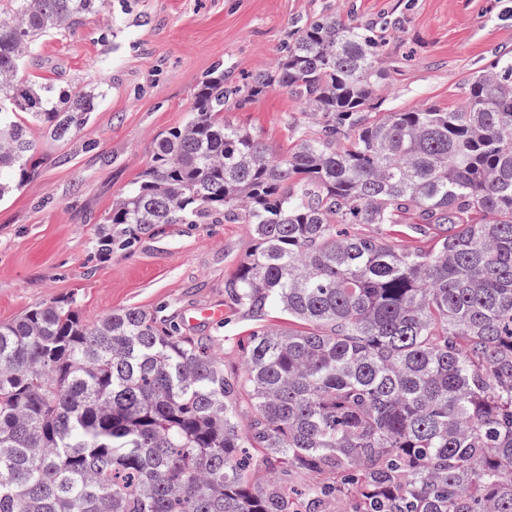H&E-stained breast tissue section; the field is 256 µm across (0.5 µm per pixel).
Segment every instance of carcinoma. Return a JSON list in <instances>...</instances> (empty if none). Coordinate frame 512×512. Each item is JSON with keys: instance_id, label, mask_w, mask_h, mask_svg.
Segmentation results:
<instances>
[{"instance_id": "obj_1", "label": "carcinoma", "mask_w": 512, "mask_h": 512, "mask_svg": "<svg viewBox=\"0 0 512 512\" xmlns=\"http://www.w3.org/2000/svg\"><path fill=\"white\" fill-rule=\"evenodd\" d=\"M102 4L0 0V200L34 173L29 124L63 140L104 96L22 75ZM385 47L323 14L246 82L222 63L201 79L98 250L247 224L227 293L290 327L252 331L229 377L213 338L156 311L89 320L67 299L0 323V512H512V56L470 74L455 109L383 111ZM277 88L316 120L280 155L224 120ZM397 224L435 230L433 250L393 244ZM243 448L324 480L302 499L286 477L256 487Z\"/></svg>"}]
</instances>
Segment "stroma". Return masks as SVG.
Returning <instances> with one entry per match:
<instances>
[{"label":"stroma","mask_w":512,"mask_h":512,"mask_svg":"<svg viewBox=\"0 0 512 512\" xmlns=\"http://www.w3.org/2000/svg\"><path fill=\"white\" fill-rule=\"evenodd\" d=\"M321 13L385 27V105L460 102L462 81L512 53V0H112L76 28L45 38L29 75L105 94L90 120L53 141L31 126L36 171L0 201V323L74 297L98 318L124 308L160 310L193 336L220 342L224 371L241 375L244 342L273 310L254 314L225 290L254 245L244 224H166L128 249L103 254L96 239L112 203L146 168L158 134L189 116L198 82L223 64L240 81L274 65L296 27ZM275 153L288 150L304 104L283 89L225 113ZM214 306L218 322L189 325Z\"/></svg>","instance_id":"stroma-1"}]
</instances>
